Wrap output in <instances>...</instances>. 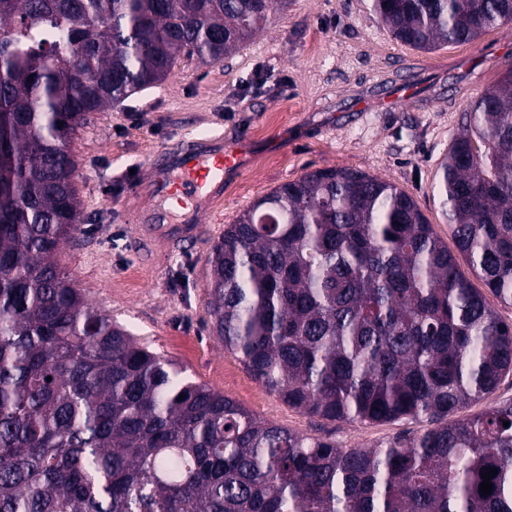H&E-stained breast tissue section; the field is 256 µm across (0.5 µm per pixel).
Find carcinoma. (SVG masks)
Instances as JSON below:
<instances>
[{
	"mask_svg": "<svg viewBox=\"0 0 512 512\" xmlns=\"http://www.w3.org/2000/svg\"><path fill=\"white\" fill-rule=\"evenodd\" d=\"M287 5L0 0V512H512V402L448 420L512 373V324L395 184L308 172L224 225L207 258L224 350L311 416L430 423L385 446L257 419L185 379L60 266L81 216L75 128L182 55L224 61ZM372 7L422 52L512 24V0ZM438 179L472 275L511 305L512 71L471 100Z\"/></svg>",
	"mask_w": 512,
	"mask_h": 512,
	"instance_id": "cac0c4a2",
	"label": "carcinoma"
}]
</instances>
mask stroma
I'll list each match as a JSON object with an SVG mask.
<instances>
[{
	"label": "stroma",
	"mask_w": 512,
	"mask_h": 512,
	"mask_svg": "<svg viewBox=\"0 0 512 512\" xmlns=\"http://www.w3.org/2000/svg\"><path fill=\"white\" fill-rule=\"evenodd\" d=\"M511 70L512 25L425 53L393 39L371 0H289L274 25L223 62L181 59L165 81L77 129L71 149L83 221L78 242L64 244L59 260L87 300L138 342L260 419L343 448L415 435L421 422H331L267 392L210 330L206 261L225 225L255 200L327 167L394 183L453 243L437 192L439 164L470 101ZM400 81L415 86V97L385 107ZM211 135L223 136L228 148L250 138L249 166L225 179L222 201L200 217L198 240L141 244L123 215L153 202L127 194L133 171L160 148Z\"/></svg>",
	"instance_id": "obj_1"
}]
</instances>
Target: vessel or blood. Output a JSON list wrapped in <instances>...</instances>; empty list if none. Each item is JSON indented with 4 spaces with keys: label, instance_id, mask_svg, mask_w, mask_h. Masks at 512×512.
<instances>
[{
    "label": "vessel or blood",
    "instance_id": "obj_1",
    "mask_svg": "<svg viewBox=\"0 0 512 512\" xmlns=\"http://www.w3.org/2000/svg\"><path fill=\"white\" fill-rule=\"evenodd\" d=\"M250 144L240 141L225 149L222 139L203 138L187 142L176 152L165 155L161 163L145 167L130 189L131 194L152 200H175L178 206L202 215L224 194V176L245 167ZM139 240L169 243L172 239L196 238L199 224H173L166 210L150 208L134 217Z\"/></svg>",
    "mask_w": 512,
    "mask_h": 512
}]
</instances>
